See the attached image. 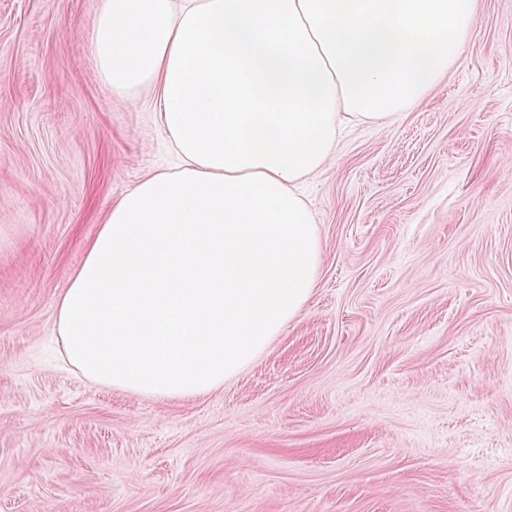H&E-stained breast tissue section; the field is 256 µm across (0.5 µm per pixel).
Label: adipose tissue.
<instances>
[{"instance_id":"1","label":"adipose tissue","mask_w":512,"mask_h":512,"mask_svg":"<svg viewBox=\"0 0 512 512\" xmlns=\"http://www.w3.org/2000/svg\"><path fill=\"white\" fill-rule=\"evenodd\" d=\"M477 0H103L113 94L154 86L181 159L112 206L57 298L68 363L133 394L209 393L310 299L321 245L298 185L345 123L418 106L473 35Z\"/></svg>"}]
</instances>
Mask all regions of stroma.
Returning <instances> with one entry per match:
<instances>
[{
    "mask_svg": "<svg viewBox=\"0 0 512 512\" xmlns=\"http://www.w3.org/2000/svg\"><path fill=\"white\" fill-rule=\"evenodd\" d=\"M101 5L0 0V512H512V0L338 139L303 186L310 300L180 399L86 380L55 334L104 214L178 165L154 89L102 80Z\"/></svg>",
    "mask_w": 512,
    "mask_h": 512,
    "instance_id": "1",
    "label": "stroma"
}]
</instances>
